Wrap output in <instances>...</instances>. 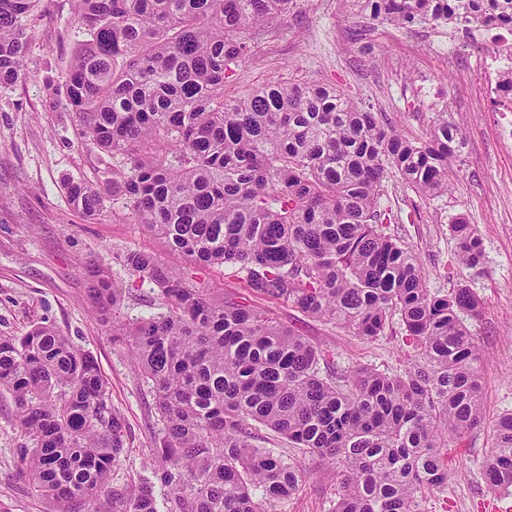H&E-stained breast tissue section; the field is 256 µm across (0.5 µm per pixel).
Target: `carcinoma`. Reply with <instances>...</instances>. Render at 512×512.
<instances>
[{"label":"carcinoma","instance_id":"obj_1","mask_svg":"<svg viewBox=\"0 0 512 512\" xmlns=\"http://www.w3.org/2000/svg\"><path fill=\"white\" fill-rule=\"evenodd\" d=\"M37 0H0V84L23 74L24 18ZM292 0H75L88 36L64 77L65 109L84 135L124 159L112 195L163 240L168 258L128 251L150 286L146 315L118 320L123 289L91 271L90 295L112 341L154 393L161 428L154 478L109 485L128 437L96 358L37 324L0 336V388L26 438L18 455L33 487L63 512H274L304 477L299 461L254 444L263 427L340 467L332 512H421L441 487L450 432L482 423L479 356L461 314H481L468 286L433 293L380 209L390 172L421 197L451 188L461 130L441 114L422 140L381 126L330 85L266 82L224 98L242 62L244 30L288 13ZM404 27L448 18V0H369ZM91 216L102 197L67 185ZM459 261L482 264L473 225H450ZM244 275L252 292L363 339L398 317L406 365L342 369L245 298L215 294L193 268ZM487 485L512 493V412L494 426ZM165 493L158 498L155 481Z\"/></svg>","mask_w":512,"mask_h":512}]
</instances>
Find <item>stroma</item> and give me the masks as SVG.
I'll list each match as a JSON object with an SVG mask.
<instances>
[{
    "label": "stroma",
    "mask_w": 512,
    "mask_h": 512,
    "mask_svg": "<svg viewBox=\"0 0 512 512\" xmlns=\"http://www.w3.org/2000/svg\"><path fill=\"white\" fill-rule=\"evenodd\" d=\"M74 0H38L27 23L32 37L25 75L0 85V336L24 335L46 323L92 353L108 382L112 406L129 426L126 452L111 481H136L149 465L158 429L153 393L124 349L112 342L89 296L88 271L108 267L126 293L123 313L143 314L146 287L125 271L119 256L130 250L166 258L165 243L143 232L122 199L109 188L121 157L81 138L77 113L64 107V76L86 35ZM440 31L430 25L399 28L376 19L365 0H292L273 24L249 29L250 50L224 82L225 97H238L270 80L333 83L357 105L409 138L423 137L439 112L461 124L463 145L450 161L452 188L425 199L391 174L381 198L396 217L391 230L417 255L427 287L444 293L468 285L480 297V317L467 319L478 349L483 391L480 427L452 433L441 453L448 480L426 493L421 512H512V494L490 493L483 462L493 426L512 412V157L498 150L494 115L477 111L479 84L467 50L448 58ZM84 181L102 197L100 211L85 217L70 204L64 185ZM474 225L482 240L481 270L460 264L450 226ZM197 281L217 293L235 294L286 325H296L336 365L384 372L404 367L400 334L373 341L304 318L291 306L251 293L243 280L220 268L195 269ZM8 393L0 394V512H55L38 495L17 450ZM305 478L277 512H330L340 490L336 466L299 454Z\"/></svg>",
    "instance_id": "stroma-1"
}]
</instances>
